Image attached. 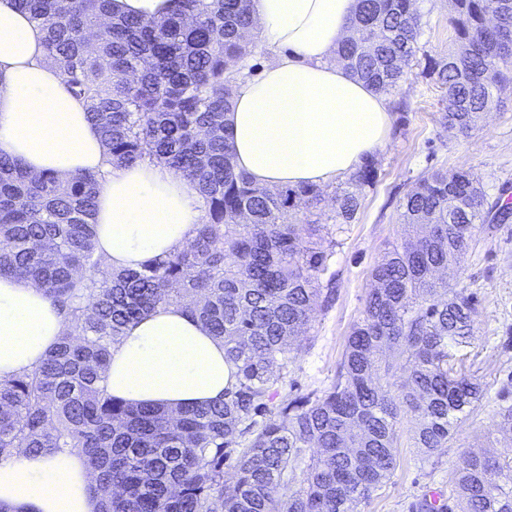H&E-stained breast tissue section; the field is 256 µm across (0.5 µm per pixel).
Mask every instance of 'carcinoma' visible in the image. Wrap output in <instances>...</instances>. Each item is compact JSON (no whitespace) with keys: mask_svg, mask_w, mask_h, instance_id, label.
<instances>
[{"mask_svg":"<svg viewBox=\"0 0 512 512\" xmlns=\"http://www.w3.org/2000/svg\"><path fill=\"white\" fill-rule=\"evenodd\" d=\"M44 31L47 59L97 127L111 163L159 164L195 183L203 217L182 248L136 270L104 271L96 246L99 183L32 175L0 153V275L38 281L67 335L33 370L0 381V461L80 453L99 512H358L394 466L401 412L414 444L441 447L482 397L450 349L467 343L473 306L434 272L457 263L483 209L468 170L424 175L402 204L407 232L371 270L373 288L331 383L277 400L271 367L295 358L335 253L312 219L320 185L259 188L234 164L225 134L232 85L245 75L254 21L239 0H174L160 19L112 12V0H15ZM415 0H360L336 61L388 95L406 78L423 33ZM460 48L429 61L444 92L441 124L468 133L512 79V0H451ZM379 167L367 157L335 191L336 231L355 221ZM302 212V218L295 213ZM182 308L224 344L233 381L224 401L179 410L132 406L106 387L112 348L162 308ZM234 483L224 486V461ZM307 477L291 489L296 470ZM456 496L419 512H512V461L469 453Z\"/></svg>","mask_w":512,"mask_h":512,"instance_id":"obj_1","label":"carcinoma"}]
</instances>
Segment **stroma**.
<instances>
[{"label": "stroma", "instance_id": "stroma-1", "mask_svg": "<svg viewBox=\"0 0 512 512\" xmlns=\"http://www.w3.org/2000/svg\"><path fill=\"white\" fill-rule=\"evenodd\" d=\"M417 7L424 22L420 50L409 79L392 94L405 107L394 112L388 143L376 156L377 184L366 192L354 223L336 236L329 269L336 299L328 307L317 305L306 333L298 337L302 349L285 370L282 397L330 384L362 314L370 272L403 233L401 205L419 176L433 169H465L481 181L488 200L512 192V84L497 92L500 109L482 114L469 135L441 129L442 92L423 70L429 60L458 51L459 44L448 22L449 0H417ZM446 278L474 303V335L455 354L480 378L484 396L448 443L428 453L415 448L413 422L403 417L396 466L360 512H414L430 493L454 496L453 477L467 453L512 456V425L500 416L502 407L512 405V222L478 227L472 248Z\"/></svg>", "mask_w": 512, "mask_h": 512}]
</instances>
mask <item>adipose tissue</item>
<instances>
[{"mask_svg": "<svg viewBox=\"0 0 512 512\" xmlns=\"http://www.w3.org/2000/svg\"><path fill=\"white\" fill-rule=\"evenodd\" d=\"M357 9L358 0H251L260 40L279 56L260 77L235 84L225 124L236 168L256 186L321 185L384 148L387 98L334 61ZM43 41L14 0H0V152L33 175L102 174L97 248L113 269L182 248L202 218L195 184L161 165L109 166ZM65 333L40 285L0 276V379L35 368ZM230 382L223 344L171 306L113 348L107 388L132 405L178 409L223 399ZM92 481L79 455L22 452L0 462V502L16 512H98Z\"/></svg>", "mask_w": 512, "mask_h": 512, "instance_id": "1", "label": "adipose tissue"}]
</instances>
